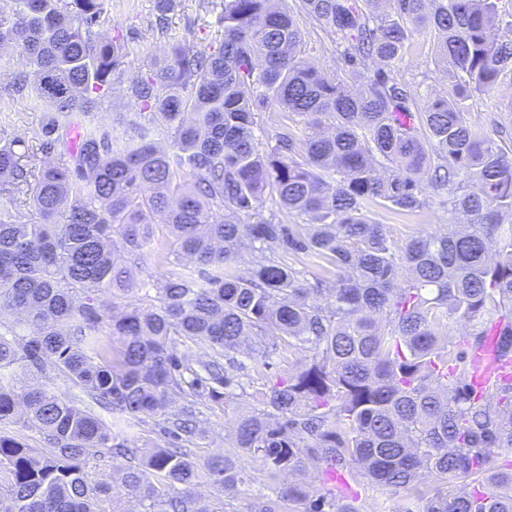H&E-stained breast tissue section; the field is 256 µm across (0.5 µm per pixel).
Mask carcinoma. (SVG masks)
Here are the masks:
<instances>
[{
    "label": "carcinoma",
    "instance_id": "cac0c4a2",
    "mask_svg": "<svg viewBox=\"0 0 512 512\" xmlns=\"http://www.w3.org/2000/svg\"><path fill=\"white\" fill-rule=\"evenodd\" d=\"M105 2L0 8V48L36 75L16 74L13 92L49 111L27 140L0 129V312L14 314L0 333V512H112L118 497L229 512L247 458L273 483L248 512H381L323 487L327 468L398 496V512H512V460H499L512 455V382L477 395L468 359L512 318V145L465 110L512 75V7L224 0L222 40L169 44L133 75L139 111L105 122L125 64L123 36L94 31ZM303 18L343 47L339 71L300 56ZM415 31L436 35L455 74L422 103L405 77ZM371 63L358 87L339 75ZM269 103L302 127L263 142L255 112ZM429 190L462 229L401 242L372 217L415 216ZM267 192L278 210L263 209ZM159 237L170 269L115 311L108 292L129 290V265ZM283 350L305 361L266 377L232 451L200 460L204 409L247 396L240 356ZM48 366L112 421L47 386ZM105 459L120 484L92 476ZM312 466L317 479L299 480Z\"/></svg>",
    "mask_w": 512,
    "mask_h": 512
}]
</instances>
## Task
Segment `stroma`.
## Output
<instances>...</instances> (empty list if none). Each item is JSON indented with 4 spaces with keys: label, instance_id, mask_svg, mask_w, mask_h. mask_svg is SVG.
Wrapping results in <instances>:
<instances>
[{
    "label": "stroma",
    "instance_id": "35a3bbf8",
    "mask_svg": "<svg viewBox=\"0 0 512 512\" xmlns=\"http://www.w3.org/2000/svg\"><path fill=\"white\" fill-rule=\"evenodd\" d=\"M155 0H107L106 11L100 18L98 31L101 36L112 37L116 32L134 28L135 34L128 41V65L116 74L112 92L102 106L103 119H111L118 112L137 111L138 105L129 92L133 73L148 57L162 53L168 42L182 40L197 34L215 42L222 30L216 20L224 9V0H172L168 21L164 31H156L154 21ZM23 68L17 53L10 49L0 50V98H11L8 108L0 110V128L9 130L20 137H31L45 116L43 107L34 105L27 96L10 95L8 86L14 76ZM406 77L412 83L417 99H425L435 92L449 88L448 76L433 63V41L426 34H416L413 47L407 57ZM473 117L480 120L489 135L501 141L512 139V80H504L495 97H475L469 102ZM379 223L388 225L397 237L433 232L448 225L453 220L447 207L439 200H431L427 209L416 216H402L384 209L374 211ZM250 398H233L224 403L212 405L207 412L205 428L207 436L198 456L206 458L223 453L231 448L232 424L241 414L250 413L258 401L256 394L262 388L270 369L265 359L248 360Z\"/></svg>",
    "mask_w": 512,
    "mask_h": 512
}]
</instances>
